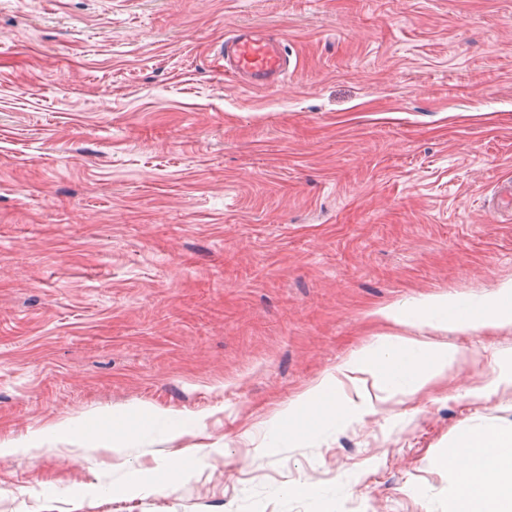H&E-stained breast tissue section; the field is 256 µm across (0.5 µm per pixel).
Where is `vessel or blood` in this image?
<instances>
[{
	"label": "vessel or blood",
	"instance_id": "obj_1",
	"mask_svg": "<svg viewBox=\"0 0 512 512\" xmlns=\"http://www.w3.org/2000/svg\"><path fill=\"white\" fill-rule=\"evenodd\" d=\"M224 66L247 85L273 88L287 75L291 58L279 37L247 27L225 39Z\"/></svg>",
	"mask_w": 512,
	"mask_h": 512
}]
</instances>
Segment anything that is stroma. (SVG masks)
Masks as SVG:
<instances>
[{"mask_svg": "<svg viewBox=\"0 0 512 512\" xmlns=\"http://www.w3.org/2000/svg\"><path fill=\"white\" fill-rule=\"evenodd\" d=\"M242 26L293 67L240 85ZM512 0H0V512H450L458 429L512 430V330L303 444L275 412L374 311L512 280ZM195 417L120 448L66 420ZM190 455L167 487L162 461ZM149 482L131 490L133 473ZM318 486L315 494L306 493Z\"/></svg>", "mask_w": 512, "mask_h": 512, "instance_id": "1", "label": "stroma"}]
</instances>
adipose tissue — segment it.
I'll use <instances>...</instances> for the list:
<instances>
[{
  "mask_svg": "<svg viewBox=\"0 0 512 512\" xmlns=\"http://www.w3.org/2000/svg\"><path fill=\"white\" fill-rule=\"evenodd\" d=\"M380 314L397 325L428 328L429 333L352 357L339 372L346 377L369 375L383 393L400 389L419 392L432 387L449 367L461 361L459 350L439 342V335L451 330L512 329V280L501 283L490 306L462 303L446 295L422 304H395L381 309ZM339 389L335 380L308 389L276 414L278 432L305 441L318 426L340 423L344 415ZM441 463L456 484L452 512H512L511 434L460 428Z\"/></svg>",
  "mask_w": 512,
  "mask_h": 512,
  "instance_id": "adipose-tissue-1",
  "label": "adipose tissue"
}]
</instances>
